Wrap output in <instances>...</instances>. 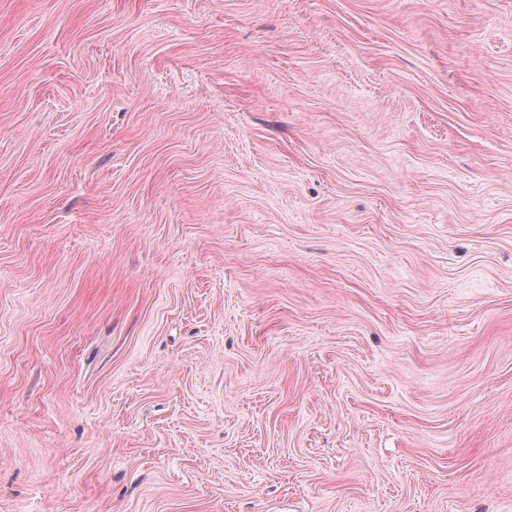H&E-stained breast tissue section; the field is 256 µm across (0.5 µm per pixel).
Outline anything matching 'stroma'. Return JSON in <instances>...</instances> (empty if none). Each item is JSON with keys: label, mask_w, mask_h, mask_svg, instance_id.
Here are the masks:
<instances>
[{"label": "stroma", "mask_w": 512, "mask_h": 512, "mask_svg": "<svg viewBox=\"0 0 512 512\" xmlns=\"http://www.w3.org/2000/svg\"><path fill=\"white\" fill-rule=\"evenodd\" d=\"M0 512H512V0H0Z\"/></svg>", "instance_id": "35a3bbf8"}]
</instances>
